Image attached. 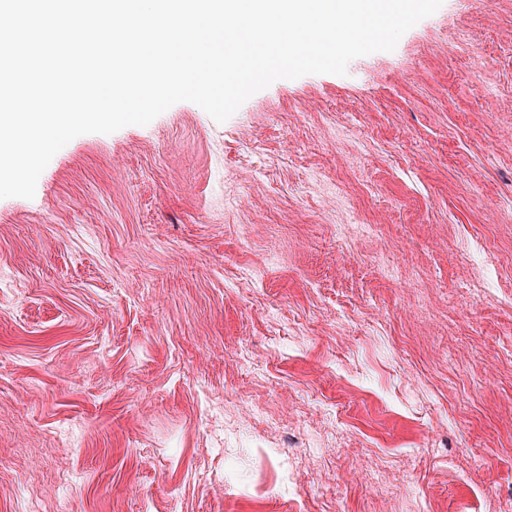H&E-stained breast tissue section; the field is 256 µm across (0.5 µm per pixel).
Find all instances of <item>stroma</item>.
Here are the masks:
<instances>
[{"label": "stroma", "instance_id": "stroma-1", "mask_svg": "<svg viewBox=\"0 0 512 512\" xmlns=\"http://www.w3.org/2000/svg\"><path fill=\"white\" fill-rule=\"evenodd\" d=\"M33 507L512 512V0L0 199V512Z\"/></svg>", "mask_w": 512, "mask_h": 512}]
</instances>
